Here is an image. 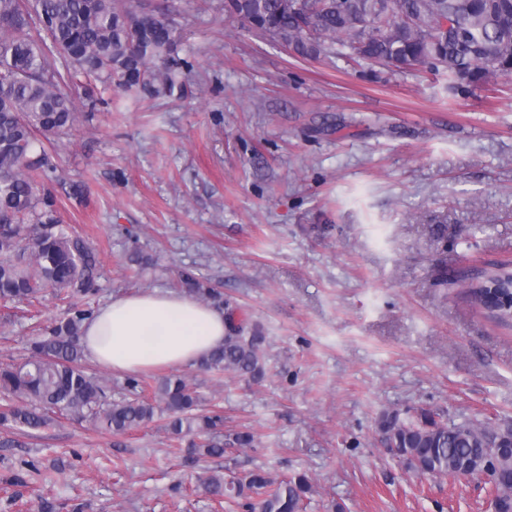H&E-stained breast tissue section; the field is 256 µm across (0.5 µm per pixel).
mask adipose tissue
<instances>
[{
  "mask_svg": "<svg viewBox=\"0 0 512 512\" xmlns=\"http://www.w3.org/2000/svg\"><path fill=\"white\" fill-rule=\"evenodd\" d=\"M222 310L172 292L123 294L83 325L82 344L102 368L135 375L198 361L224 342Z\"/></svg>",
  "mask_w": 512,
  "mask_h": 512,
  "instance_id": "1",
  "label": "adipose tissue"
}]
</instances>
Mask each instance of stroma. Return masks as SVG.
Masks as SVG:
<instances>
[{
    "label": "stroma",
    "mask_w": 512,
    "mask_h": 512,
    "mask_svg": "<svg viewBox=\"0 0 512 512\" xmlns=\"http://www.w3.org/2000/svg\"><path fill=\"white\" fill-rule=\"evenodd\" d=\"M173 3L183 92L116 88L80 107L53 191L99 253L89 305L173 290L186 269L262 331L261 382L181 370L254 445L188 468L159 421L118 436L0 427V512L45 498L54 512H211L200 471L256 466L307 476L306 512H492L487 477L420 474L377 422H512V326L469 293L512 260V74L496 97L455 94L420 68L296 57L225 20L220 0ZM61 313L49 297L0 302V362Z\"/></svg>",
    "instance_id": "stroma-1"
}]
</instances>
